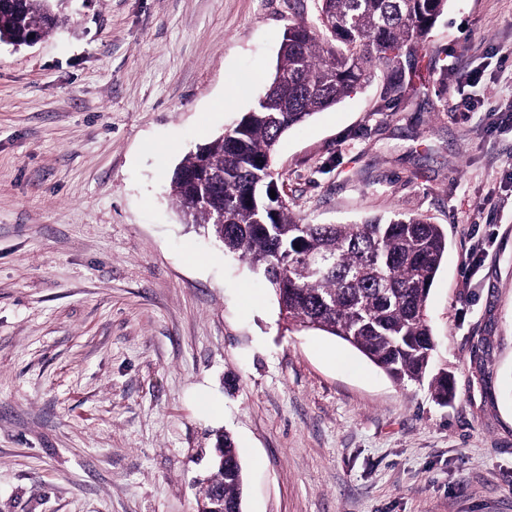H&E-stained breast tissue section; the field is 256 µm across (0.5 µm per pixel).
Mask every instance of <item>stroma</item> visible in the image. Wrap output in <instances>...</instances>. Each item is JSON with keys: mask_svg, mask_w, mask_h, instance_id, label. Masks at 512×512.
Wrapping results in <instances>:
<instances>
[{"mask_svg": "<svg viewBox=\"0 0 512 512\" xmlns=\"http://www.w3.org/2000/svg\"><path fill=\"white\" fill-rule=\"evenodd\" d=\"M312 12L66 0L49 36L0 42V512H196L218 429L243 512H512V0H448L410 99L374 78L275 157L307 222L442 228L427 315L448 403L285 330L263 279L170 194Z\"/></svg>", "mask_w": 512, "mask_h": 512, "instance_id": "35a3bbf8", "label": "stroma"}]
</instances>
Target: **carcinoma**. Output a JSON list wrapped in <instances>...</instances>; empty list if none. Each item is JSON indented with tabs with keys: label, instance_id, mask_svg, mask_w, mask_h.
Listing matches in <instances>:
<instances>
[{
	"label": "carcinoma",
	"instance_id": "1",
	"mask_svg": "<svg viewBox=\"0 0 512 512\" xmlns=\"http://www.w3.org/2000/svg\"><path fill=\"white\" fill-rule=\"evenodd\" d=\"M54 0H0V42L22 45L59 27ZM314 17L288 26L273 79L238 123L186 156L171 194L179 211L224 253L262 273L288 327L348 343L399 383H422L448 399V373L430 374L436 348L426 318L430 289L448 240L413 213L359 224H305L274 176L280 138L339 103L380 69L384 95L414 91L408 60L425 50L448 0H313ZM276 197H271L270 191ZM207 207L199 209L195 201ZM224 223H215L216 216ZM202 489L210 512H242L243 472L232 435Z\"/></svg>",
	"mask_w": 512,
	"mask_h": 512
}]
</instances>
